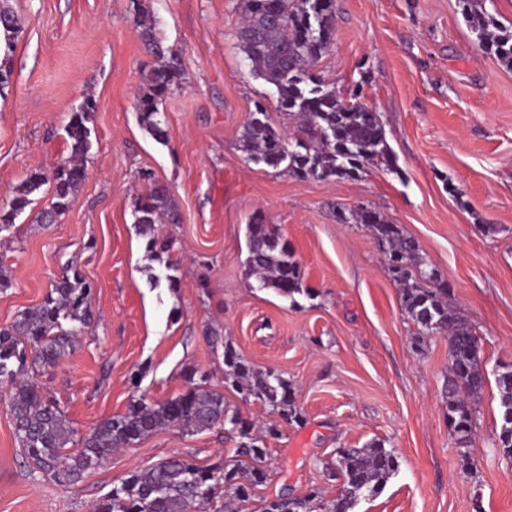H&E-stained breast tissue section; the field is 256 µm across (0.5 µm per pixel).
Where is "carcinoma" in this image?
<instances>
[{
  "label": "carcinoma",
  "mask_w": 512,
  "mask_h": 512,
  "mask_svg": "<svg viewBox=\"0 0 512 512\" xmlns=\"http://www.w3.org/2000/svg\"><path fill=\"white\" fill-rule=\"evenodd\" d=\"M462 15L479 44L505 66L512 67V27L504 28L486 13L483 0H460ZM141 35L156 65L144 76L146 90L138 98L141 123L156 139L161 127L163 99L181 85L179 59L157 35L146 0H133ZM335 0H243L237 37L251 73L275 89L272 106L255 104L245 125L240 147L248 159L306 179L329 181L356 176L367 165H393L392 151L377 113L359 101L361 87L346 93L336 90L316 71L319 59L334 37ZM20 34L18 19L0 3V96L8 87L11 56ZM97 102L87 97L71 113L65 132L70 145L68 160L51 172L38 170L17 184L11 207L0 210V233L7 232L19 212L32 203L31 196L46 186L50 207L37 219L52 224L71 205L85 176V162L92 148L91 122ZM295 120L288 132L273 122L271 112ZM178 217L167 190L152 185L141 195L135 223L149 236L148 251L168 270L178 264L166 259L165 239L156 237L155 226L173 224ZM344 223L364 224L373 232L386 260L391 279L400 287L408 319L417 327L411 338L420 349L427 340L443 334L448 338L450 365L444 383L448 431L462 463L471 466L474 443L475 404L486 384L482 347L471 322L454 307L448 289L434 270L427 269L417 242L395 224L373 211L343 215ZM247 266L258 287L295 299L308 293L304 272L292 259L275 224L258 221L249 226ZM92 288L78 271L52 281L42 301L18 313L0 326V386L11 409L14 435L29 466L61 486L78 482L96 470L119 448H126L162 427L185 433L216 426L236 438L228 457L199 465L175 456L136 469L101 497L91 512H198L219 504L216 512H246L254 489L270 480L266 439L279 434V421L300 423L291 384L273 369H259L243 359L230 343L224 344V387L248 402L255 400L271 416L255 427L238 417L211 388L205 374L189 368L184 374L188 389L175 398L132 401L128 410L96 425L88 434L74 438L64 410L44 393L37 378L74 350L78 335L91 325ZM500 432L497 445L512 460V364L499 367ZM394 451L378 440L361 448H339L336 462L325 466L326 476L340 480L336 498L326 502L322 490L306 494L266 498L261 512H352L359 498L374 493L396 472Z\"/></svg>",
  "instance_id": "carcinoma-1"
}]
</instances>
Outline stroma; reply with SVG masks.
Here are the masks:
<instances>
[{
  "instance_id": "obj_1",
  "label": "stroma",
  "mask_w": 512,
  "mask_h": 512,
  "mask_svg": "<svg viewBox=\"0 0 512 512\" xmlns=\"http://www.w3.org/2000/svg\"><path fill=\"white\" fill-rule=\"evenodd\" d=\"M4 2L22 33L0 97V209L29 172L67 159L71 112L86 96L98 103L87 176L69 211L36 223L51 203L44 188L0 234V269L12 282L0 291V326L40 303L68 266L94 288L93 323L40 379L71 427L86 434L132 399L175 397L189 367L243 418H265L258 402L225 389L211 330L255 367L282 373L303 416L268 439L271 479L256 488L252 512L282 490L318 486L334 498L339 483L323 463L374 439L394 450L398 468L354 512H512L495 381L498 364L512 363V69L479 45L458 0H336L333 43L317 69L336 88L362 84L397 168L330 181L254 163L239 148L254 101L275 97L244 59L240 0H149L184 69L163 101L159 139L137 111L155 60L131 0ZM152 181L180 212L179 223L156 227L180 263L172 285L135 222ZM361 209L415 239L482 338L487 382L471 471L448 432V340L412 346L416 326L374 236L339 221ZM259 218L280 227L306 294L289 300L247 275L246 228ZM235 446L220 428L161 429L62 487L28 466L0 400V512H89L135 468L173 456L208 464Z\"/></svg>"
}]
</instances>
